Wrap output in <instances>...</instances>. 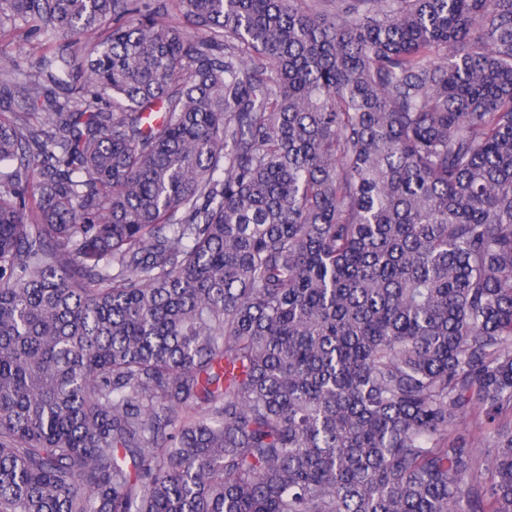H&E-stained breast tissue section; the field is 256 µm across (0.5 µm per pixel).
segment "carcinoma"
Segmentation results:
<instances>
[{
	"mask_svg": "<svg viewBox=\"0 0 512 512\" xmlns=\"http://www.w3.org/2000/svg\"><path fill=\"white\" fill-rule=\"evenodd\" d=\"M176 11L0 0V512H512V0Z\"/></svg>",
	"mask_w": 512,
	"mask_h": 512,
	"instance_id": "1",
	"label": "carcinoma"
}]
</instances>
